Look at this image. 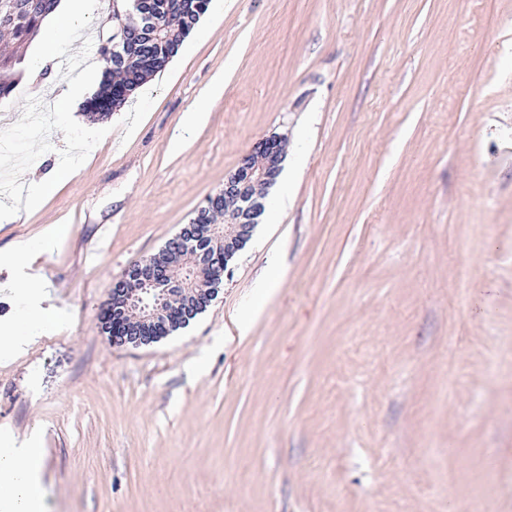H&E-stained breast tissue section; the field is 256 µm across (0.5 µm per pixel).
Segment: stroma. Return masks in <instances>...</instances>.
Segmentation results:
<instances>
[{"instance_id":"stroma-1","label":"stroma","mask_w":512,"mask_h":512,"mask_svg":"<svg viewBox=\"0 0 512 512\" xmlns=\"http://www.w3.org/2000/svg\"><path fill=\"white\" fill-rule=\"evenodd\" d=\"M111 10L69 30L72 75L97 81ZM56 95L47 68L0 104V208L72 169L0 224L1 252L69 227L35 262L68 325L0 362V431L38 433L49 512H512V0H224L106 142ZM273 134L288 200L217 298L112 347L113 280Z\"/></svg>"}]
</instances>
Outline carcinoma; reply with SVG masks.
<instances>
[{"label":"carcinoma","instance_id":"carcinoma-1","mask_svg":"<svg viewBox=\"0 0 512 512\" xmlns=\"http://www.w3.org/2000/svg\"><path fill=\"white\" fill-rule=\"evenodd\" d=\"M112 32H121V47L103 66L97 92L84 105L90 115H104L123 105L133 93L164 70L189 37L210 0H113ZM58 0H0V32L8 33L15 47L0 48V99L17 85L23 59L18 48L38 31Z\"/></svg>","mask_w":512,"mask_h":512}]
</instances>
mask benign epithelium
<instances>
[{
	"label": "benign epithelium",
	"instance_id": "obj_1",
	"mask_svg": "<svg viewBox=\"0 0 512 512\" xmlns=\"http://www.w3.org/2000/svg\"><path fill=\"white\" fill-rule=\"evenodd\" d=\"M281 161V137L255 141L236 170L224 178V188L211 196L212 207L224 208V223L184 225L168 240L162 256L131 266L112 284V302L102 314L112 323V345L140 347L157 342L169 334L175 321L186 323L200 296L216 295L217 289L207 284L223 277L222 263L251 239L261 211L244 176L270 184Z\"/></svg>",
	"mask_w": 512,
	"mask_h": 512
}]
</instances>
